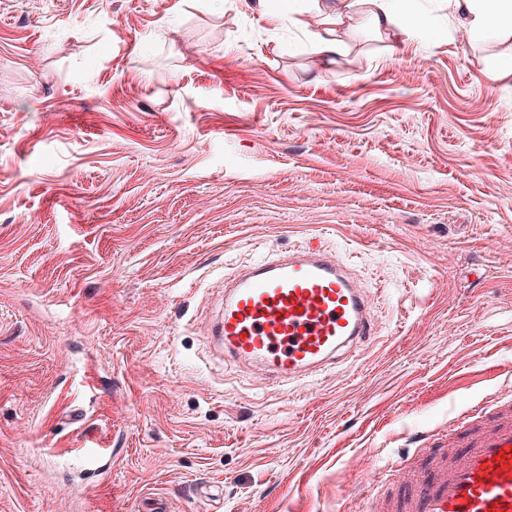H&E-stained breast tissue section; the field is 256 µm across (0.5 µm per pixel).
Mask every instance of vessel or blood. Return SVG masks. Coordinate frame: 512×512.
Returning a JSON list of instances; mask_svg holds the SVG:
<instances>
[{
	"mask_svg": "<svg viewBox=\"0 0 512 512\" xmlns=\"http://www.w3.org/2000/svg\"><path fill=\"white\" fill-rule=\"evenodd\" d=\"M372 303L351 267L322 245L272 254L224 281L212 331L225 358L300 382L370 345ZM449 451L402 465L391 512H512V403L488 395L456 412Z\"/></svg>",
	"mask_w": 512,
	"mask_h": 512,
	"instance_id": "1",
	"label": "vessel or blood"
}]
</instances>
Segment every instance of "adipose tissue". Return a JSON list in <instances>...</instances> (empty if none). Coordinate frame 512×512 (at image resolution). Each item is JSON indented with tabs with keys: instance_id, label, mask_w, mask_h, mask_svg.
Returning <instances> with one entry per match:
<instances>
[{
	"instance_id": "ef3b65f1",
	"label": "adipose tissue",
	"mask_w": 512,
	"mask_h": 512,
	"mask_svg": "<svg viewBox=\"0 0 512 512\" xmlns=\"http://www.w3.org/2000/svg\"><path fill=\"white\" fill-rule=\"evenodd\" d=\"M415 0H323L318 9L326 16L323 31L310 33L309 50L326 58L346 55L349 46L337 27L343 22L368 20L380 34L400 32L411 37L427 31V21L417 12ZM448 8L470 36L512 33V0H448Z\"/></svg>"
}]
</instances>
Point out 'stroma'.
<instances>
[{"label":"stroma","instance_id":"1","mask_svg":"<svg viewBox=\"0 0 512 512\" xmlns=\"http://www.w3.org/2000/svg\"><path fill=\"white\" fill-rule=\"evenodd\" d=\"M416 7L432 33L331 63L312 8L0 0V512H380L454 410L512 400V37ZM311 243L376 338L281 386L210 327Z\"/></svg>","mask_w":512,"mask_h":512}]
</instances>
